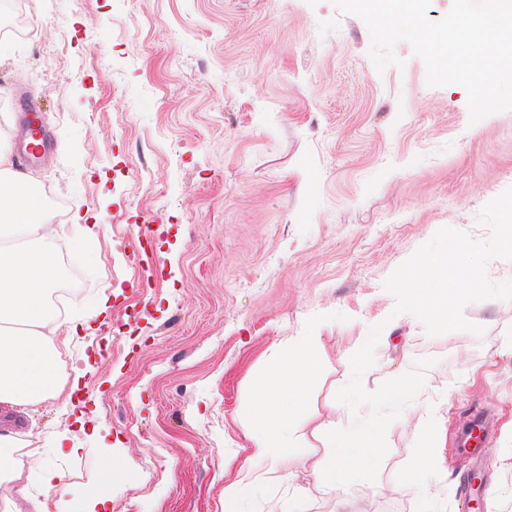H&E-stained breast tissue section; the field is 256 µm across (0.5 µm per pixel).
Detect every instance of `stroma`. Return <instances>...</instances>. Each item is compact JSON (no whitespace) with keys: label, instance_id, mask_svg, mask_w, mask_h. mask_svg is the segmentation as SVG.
Wrapping results in <instances>:
<instances>
[{"label":"stroma","instance_id":"stroma-1","mask_svg":"<svg viewBox=\"0 0 512 512\" xmlns=\"http://www.w3.org/2000/svg\"><path fill=\"white\" fill-rule=\"evenodd\" d=\"M16 13L21 36L0 37V153L59 227L74 288L52 342L74 363L59 392L0 413L30 454L5 457L0 512L49 498L47 467L76 512L100 496L110 512H224L245 464L264 480L241 512H461L456 432L473 404L499 421L489 491L512 512V302L464 308L482 334L431 336L392 317L384 288L440 228L488 237L478 215L512 187V110L471 122L466 90L428 86L405 41L404 68L377 71L367 25L331 0H0V18ZM22 89L50 135L39 166L20 157ZM388 317L367 391L435 363L388 427L376 481L334 490L317 474L335 395ZM87 318L91 335L70 336ZM310 335L303 438L271 474L248 460L242 409L270 359ZM430 454L446 474L416 471Z\"/></svg>","mask_w":512,"mask_h":512}]
</instances>
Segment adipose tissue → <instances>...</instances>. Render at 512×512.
I'll return each mask as SVG.
<instances>
[{"mask_svg": "<svg viewBox=\"0 0 512 512\" xmlns=\"http://www.w3.org/2000/svg\"><path fill=\"white\" fill-rule=\"evenodd\" d=\"M36 191L26 176L0 169V228L21 240L20 252L0 247V325L15 330L0 336V405L33 400L56 386L54 356L47 327L56 326V311L47 298L59 272L56 229L43 208L33 206ZM315 337H297L288 352L272 362L274 383L259 388L244 413L252 421L251 458L265 459L277 470V452L299 438L289 420L308 394L313 366L307 354Z\"/></svg>", "mask_w": 512, "mask_h": 512, "instance_id": "1", "label": "adipose tissue"}]
</instances>
